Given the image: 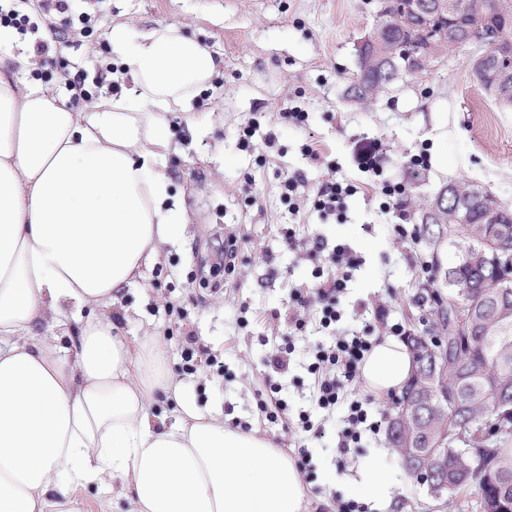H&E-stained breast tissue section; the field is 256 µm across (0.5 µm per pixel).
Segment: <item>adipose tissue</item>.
Here are the masks:
<instances>
[{"instance_id":"1","label":"adipose tissue","mask_w":512,"mask_h":512,"mask_svg":"<svg viewBox=\"0 0 512 512\" xmlns=\"http://www.w3.org/2000/svg\"><path fill=\"white\" fill-rule=\"evenodd\" d=\"M112 49L133 95L79 111L55 88L0 76V512H69L93 483L127 512H302L291 458L183 400L160 336H120L110 317L189 232L168 203L167 116L188 110L217 69L173 24L116 25ZM71 317L81 332L67 355ZM413 372L405 343L385 336L362 379L400 394ZM162 392L178 400L174 420L154 411Z\"/></svg>"}]
</instances>
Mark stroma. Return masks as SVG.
Wrapping results in <instances>:
<instances>
[{
	"instance_id": "1",
	"label": "stroma",
	"mask_w": 512,
	"mask_h": 512,
	"mask_svg": "<svg viewBox=\"0 0 512 512\" xmlns=\"http://www.w3.org/2000/svg\"><path fill=\"white\" fill-rule=\"evenodd\" d=\"M379 2L76 0L75 13L92 17L86 26L66 23L57 13L42 14L39 0H21L20 9L38 17L39 29L16 35L12 46L0 48V57L29 52L36 38L61 30L67 40L62 51L37 56L34 69L14 67L6 73L20 85L45 74L56 87L68 72L92 76L120 66L112 50V27L118 23L136 31L175 24L210 46L218 62L210 86L193 100L190 113L167 116L177 150L168 157L165 172L190 234L165 246L160 261L145 271L146 287L124 289L112 308L113 321L130 338L159 335L165 367L177 378H183L181 350L187 334L220 353L223 376L202 372L184 378L187 398L202 408L221 409L227 425L249 423L253 433L290 457L307 448L312 472L303 478L305 512H334L338 498L366 503L370 512H480L471 491L440 496L408 474L386 434L345 453L338 446L340 422L327 413H312L324 429L318 437L261 422L257 410L258 399L273 383L292 410L308 408L307 357L326 340L313 320L302 333L290 329L298 311L290 294L309 287L316 262L288 247L285 228H294L300 239L320 236L330 250L350 246L362 258L341 297L342 327L359 330L372 324L382 305L414 335H431L437 319L418 306L421 288L408 263L416 253L433 263V292L449 293L446 273L457 260L456 244L395 238L392 215L370 189V174L355 162L357 142L382 140L395 172L411 156L427 155V169L407 181L403 204L410 223H420L427 205L450 183L479 185L512 208V107L496 100L474 76L473 63L484 53L483 45L447 53L367 100L351 98L356 46L373 28ZM286 106L307 112V121L297 125L281 119ZM253 117L260 128L242 143V130ZM307 143L317 149L318 159L304 156ZM294 173L304 184L299 208L292 211L281 199V182ZM343 178L360 187L348 200L345 218L321 217L308 195L319 183ZM231 234L239 241L235 272L202 277L205 248ZM170 303L185 307L188 319L169 314ZM243 316L248 319L244 326L239 323ZM288 340L295 351L288 373L281 374L266 359ZM343 458L351 459V466L341 467ZM373 464L397 479L390 507L366 500L354 484L359 471Z\"/></svg>"
}]
</instances>
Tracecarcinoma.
Listing matches in <instances>:
<instances>
[{
  "instance_id": "cac0c4a2",
  "label": "carcinoma",
  "mask_w": 512,
  "mask_h": 512,
  "mask_svg": "<svg viewBox=\"0 0 512 512\" xmlns=\"http://www.w3.org/2000/svg\"><path fill=\"white\" fill-rule=\"evenodd\" d=\"M508 0H457L464 31L480 37L488 19ZM380 43L386 54L372 55L366 68L360 69L353 96L367 94L392 84L403 73L391 49L400 40V27L387 17L379 19ZM450 225L453 236L467 248L477 236H490L512 243V210L503 207L490 194L474 203L466 224L450 222L444 211L435 218V228H426L428 239L440 228ZM459 284L450 300L464 301L471 294L483 302V312L474 318L467 336H456L449 329L448 305L436 309L441 318L440 334L427 341L412 337L415 360L428 365L434 353L448 358V376L426 378L414 373L406 390L412 407L400 411L388 428L389 443L408 472L414 468L441 470L453 475L459 470L495 473L492 481H470L455 489H471L479 503L500 499L512 501V294L497 295L501 281L512 278V264L492 259L475 263L457 261ZM465 448H459V445Z\"/></svg>"
}]
</instances>
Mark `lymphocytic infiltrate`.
<instances>
[{
    "label": "lymphocytic infiltrate",
    "instance_id": "obj_1",
    "mask_svg": "<svg viewBox=\"0 0 512 512\" xmlns=\"http://www.w3.org/2000/svg\"><path fill=\"white\" fill-rule=\"evenodd\" d=\"M356 154L363 172L372 173L371 187L384 198L385 208L400 209L406 184L387 175L389 160L382 142L376 139L361 141L356 145ZM357 191V186L348 180L328 181L314 191L310 202L323 216L340 219L346 213L348 198ZM330 254L332 269L315 267L312 288L294 292L293 301L301 307L315 306L319 328L331 334L330 342L319 345L311 354L306 369L312 379L310 398L313 408L329 413L339 407L344 410L338 439L340 448L346 450L360 447L364 436L378 435L382 422L372 410L373 396L358 387L362 363L375 343L371 330L367 327L351 332L336 329L343 316L339 298L362 260L345 245L336 246ZM269 392V398L260 399L258 403L265 421L272 424L286 421L302 432L314 429L310 410L291 412L287 401L278 398L277 385H270Z\"/></svg>",
    "mask_w": 512,
    "mask_h": 512
}]
</instances>
